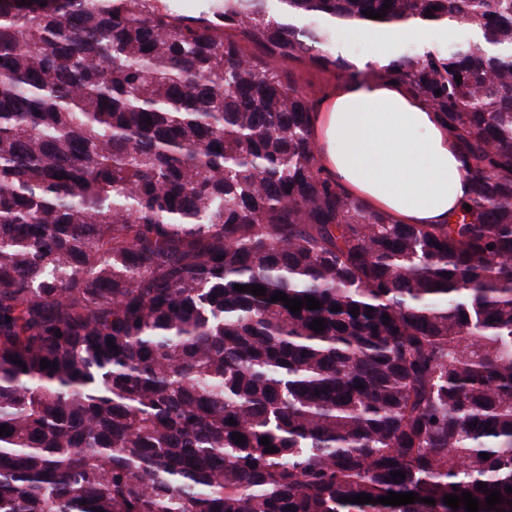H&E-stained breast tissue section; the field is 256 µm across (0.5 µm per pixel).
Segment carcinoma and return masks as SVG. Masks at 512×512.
Here are the masks:
<instances>
[{
  "label": "carcinoma",
  "instance_id": "cac0c4a2",
  "mask_svg": "<svg viewBox=\"0 0 512 512\" xmlns=\"http://www.w3.org/2000/svg\"><path fill=\"white\" fill-rule=\"evenodd\" d=\"M200 2L0 0V512H512V0ZM417 23L453 224L330 183L289 68Z\"/></svg>",
  "mask_w": 512,
  "mask_h": 512
}]
</instances>
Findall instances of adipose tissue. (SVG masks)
I'll return each mask as SVG.
<instances>
[{"label": "adipose tissue", "instance_id": "1", "mask_svg": "<svg viewBox=\"0 0 512 512\" xmlns=\"http://www.w3.org/2000/svg\"><path fill=\"white\" fill-rule=\"evenodd\" d=\"M311 128L324 172L399 224H450L469 191L461 147L403 83L340 80Z\"/></svg>", "mask_w": 512, "mask_h": 512}]
</instances>
